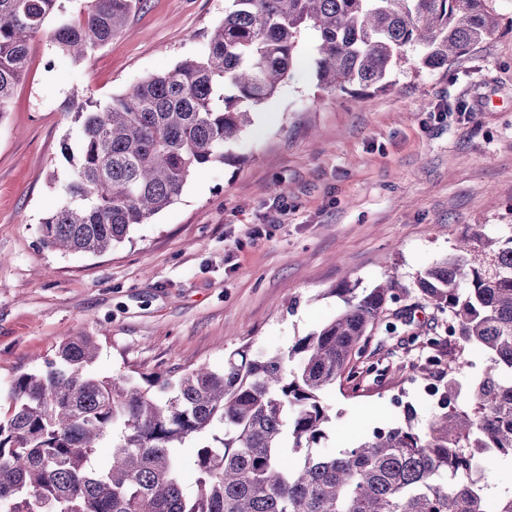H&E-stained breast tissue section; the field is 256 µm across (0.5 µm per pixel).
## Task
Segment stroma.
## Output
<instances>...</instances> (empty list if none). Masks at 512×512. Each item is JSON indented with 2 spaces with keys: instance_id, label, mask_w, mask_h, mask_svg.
<instances>
[{
  "instance_id": "stroma-1",
  "label": "stroma",
  "mask_w": 512,
  "mask_h": 512,
  "mask_svg": "<svg viewBox=\"0 0 512 512\" xmlns=\"http://www.w3.org/2000/svg\"><path fill=\"white\" fill-rule=\"evenodd\" d=\"M225 0H144L85 61L42 36L0 119V414L12 381L72 337H92L90 371L178 375L228 355L284 351L336 316V287L411 281L451 254L470 225L512 232V0H492L499 31L439 70L404 65L361 102L319 89L305 30L278 93L253 109L229 161L198 168L179 200L99 255L61 254L40 223L72 174L71 95L104 103L201 54ZM411 327L365 361L386 373L323 395L318 452L437 409Z\"/></svg>"
}]
</instances>
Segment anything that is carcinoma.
Segmentation results:
<instances>
[{
  "instance_id": "carcinoma-1",
  "label": "carcinoma",
  "mask_w": 512,
  "mask_h": 512,
  "mask_svg": "<svg viewBox=\"0 0 512 512\" xmlns=\"http://www.w3.org/2000/svg\"><path fill=\"white\" fill-rule=\"evenodd\" d=\"M143 0H0V119L39 34L75 61L121 33ZM488 0H228L204 51L101 105L73 97L80 122L62 154L76 162L60 203L40 225L61 253L101 254L175 203L199 167L231 154L251 107L273 97L293 66L302 29L318 33L319 86L385 90L394 65L420 52L441 69L498 31ZM416 291L448 314L419 372L437 378L424 427L375 428L335 454L312 452L329 422L321 396L350 384L370 339L391 334L386 312L410 293L387 274L289 350H241L221 369L132 380L97 377L91 337L20 375L0 418V506L6 512H512V488L486 507L489 452L512 460V235L475 224L455 253L417 275ZM478 349L484 370L460 400L456 374ZM224 423L197 447L196 489L181 482L176 444ZM299 452L291 460L287 441ZM108 460H94L101 442Z\"/></svg>"
}]
</instances>
